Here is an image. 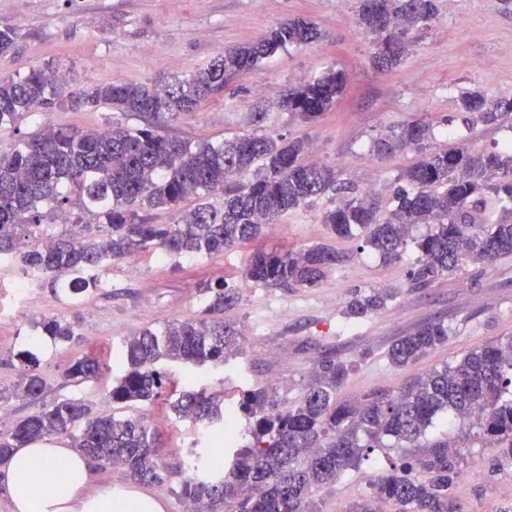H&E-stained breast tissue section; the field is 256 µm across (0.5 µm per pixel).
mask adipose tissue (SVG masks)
<instances>
[{
  "instance_id": "adipose-tissue-1",
  "label": "adipose tissue",
  "mask_w": 512,
  "mask_h": 512,
  "mask_svg": "<svg viewBox=\"0 0 512 512\" xmlns=\"http://www.w3.org/2000/svg\"><path fill=\"white\" fill-rule=\"evenodd\" d=\"M88 460L71 449L32 443L0 467L13 512H165L146 492L105 485L90 489Z\"/></svg>"
}]
</instances>
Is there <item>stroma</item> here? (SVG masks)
Instances as JSON below:
<instances>
[{
    "mask_svg": "<svg viewBox=\"0 0 512 512\" xmlns=\"http://www.w3.org/2000/svg\"><path fill=\"white\" fill-rule=\"evenodd\" d=\"M429 26L413 31L411 51L389 72L372 63V38L356 20L358 0H0V27H11L14 47L0 54V78L50 68L66 76V92L44 114L21 120L0 132V153L11 151L36 132L42 120L75 128H99L130 119L108 108H72L68 94L98 82L123 79L154 82L184 78L205 68L224 50L242 45L286 19L318 26L319 40L278 50L249 74L196 111L161 119L158 130L171 137L220 142L247 134L301 139L317 147V161L332 165L340 178L371 183L382 209L392 206L396 175L415 161L406 150L367 165L373 141L389 128L422 119L431 126L427 143L438 150L458 139L471 149L491 150L512 141V127L467 128L454 92L480 88L492 99L512 97V0H435ZM345 73V87L331 111L306 124L279 111L277 91L303 83L329 67ZM265 113L263 123L251 122ZM320 206L288 213L279 230L266 233V246L299 250L324 243L344 260L314 288L280 290L248 279L252 248L243 245L214 255L160 260L146 251L115 262L95 292L75 301L52 292L42 278L24 279L13 260H0V389L21 379V355H33L46 382L36 398H13L0 410L14 420L40 412L50 403L77 397L109 413V391L125 369L122 350L137 329L157 328L172 319L197 315L204 284L227 281L239 301L226 321L249 329L251 339L223 367L171 364L179 388H205L238 397L248 388H277L292 403L303 394L312 370L327 355L351 361L353 368L338 399L372 388H392L406 378L439 367L488 341L512 336V257L488 265H464L430 287L413 288L409 274L415 251L382 261L364 249L363 238L330 236ZM394 288L398 295L362 318L345 313L356 293ZM74 323L75 341L61 344L42 336L27 315ZM432 320L451 329L444 346L414 365L395 368L388 351L401 337ZM105 360L101 377L76 385L66 370L78 358ZM166 444L167 461L187 454L198 438L196 426L180 419L167 399L135 405ZM468 464L453 489L462 512H499L512 503V471L489 476L490 449L474 443L465 449ZM401 448L377 450L360 470L349 471L331 489L314 497L318 512H346L369 490L370 478L399 461Z\"/></svg>",
    "mask_w": 512,
    "mask_h": 512,
    "instance_id": "obj_1",
    "label": "stroma"
}]
</instances>
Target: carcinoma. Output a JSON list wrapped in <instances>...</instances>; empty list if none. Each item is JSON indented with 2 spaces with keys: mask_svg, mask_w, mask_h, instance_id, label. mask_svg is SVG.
Returning <instances> with one entry per match:
<instances>
[{
  "mask_svg": "<svg viewBox=\"0 0 512 512\" xmlns=\"http://www.w3.org/2000/svg\"><path fill=\"white\" fill-rule=\"evenodd\" d=\"M435 11L434 0H359L357 22L374 35L376 67L389 72L398 66L409 51L410 32L428 25ZM321 36L311 22L286 20L187 78L161 86L117 79L70 94L75 108L104 106L140 125L64 128L45 118L36 133L0 154V257H13L22 269L47 276L48 287L78 297L99 288L116 261L143 251L163 258L221 254L262 237L288 212L325 196L330 205L321 221L330 233L346 237L358 229L387 261L408 250L413 226L430 225L427 235L414 240V288L430 286L465 262L512 256V147L475 152L458 140L422 155L398 175L394 208L382 218L376 198L339 180L334 166L304 161L309 146L303 140L263 134L193 144L156 131L159 115L193 112L278 50ZM343 81L341 71L330 69L280 91L277 108L314 123L334 107ZM62 89L46 69L0 79V131L52 104ZM457 102L467 126L512 117V97L490 103L482 90L466 89ZM429 132L428 122L416 120L380 135L374 148L380 157L419 149ZM191 197L199 203L179 224H154L139 214L146 206L175 207ZM75 210L95 224L75 221L60 236L46 233V221ZM342 261L326 244L296 251L261 248L252 253L245 275L267 288H313ZM200 292L197 316L142 328L125 340L128 369L110 397L118 404L153 402L172 387L173 411L198 425L211 450L194 448L187 461L167 465L163 441L143 417L95 414L84 399L66 398L0 432V463L17 448L65 436L81 455L119 467L138 483L181 477L178 496L196 503L198 512H318L314 494L360 468L391 437L414 452L369 483L370 492L347 512H377L380 505L385 512H461L452 489L463 473L465 452L450 433L433 432L446 416L477 429V438L492 451L491 474L512 469V336L474 348L397 389L375 388L343 401L336 392L352 362L332 356L318 363L292 405L281 402L274 388L246 389L238 416L248 442L222 459L209 434L224 427V396L204 388L179 392L162 370L167 361L221 367L239 350L242 333L224 322V312L238 303L236 289L208 283ZM394 296L389 288L360 294L347 305V315L365 316ZM38 326L57 342L76 336L71 323L54 318ZM449 336L443 321L428 322L393 344L389 360L405 368ZM36 365L28 360L12 397L44 392ZM101 371L98 360L86 357L68 367L66 378L80 384Z\"/></svg>",
  "mask_w": 512,
  "mask_h": 512,
  "instance_id": "obj_1",
  "label": "carcinoma"
}]
</instances>
